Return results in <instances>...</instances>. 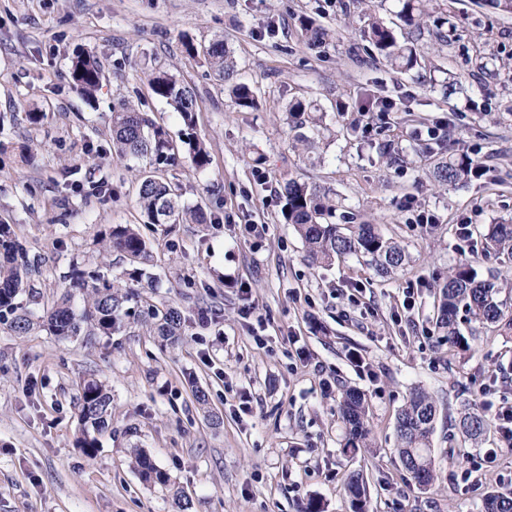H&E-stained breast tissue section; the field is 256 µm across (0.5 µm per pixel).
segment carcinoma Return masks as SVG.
Listing matches in <instances>:
<instances>
[{
  "instance_id": "carcinoma-1",
  "label": "carcinoma",
  "mask_w": 512,
  "mask_h": 512,
  "mask_svg": "<svg viewBox=\"0 0 512 512\" xmlns=\"http://www.w3.org/2000/svg\"><path fill=\"white\" fill-rule=\"evenodd\" d=\"M432 0H403L399 18L408 30L420 27L430 16ZM300 26L306 43L318 46L328 38V32L303 18ZM361 35L399 72L415 69L420 62L418 46L410 37L399 40L392 27L371 17ZM190 55H203L211 70L228 84V91L241 108H252L256 97L252 87L236 78L234 61L224 39L217 38L197 47L184 42ZM102 61L94 54L76 51L70 64V76L80 94L88 100L96 97L104 78ZM153 94L178 113L188 130L185 137L174 140L146 112L121 99L112 107V151L144 163L137 189V206L141 223L205 224L207 214L201 206L188 208L181 194L162 177L168 167L186 160L197 170L206 169L211 156L208 146L192 130L197 123L200 105L192 86L162 68L148 74ZM316 105L297 100L289 105L288 126L294 147L306 151L312 148L319 118ZM426 150L437 156L433 177L441 185H459L478 177L474 160L463 151L451 150L444 143H428ZM284 217L301 236L309 264L330 263L335 258H363L381 276H388L405 267L408 256L394 238L381 233L373 224H356L354 217L341 211L332 189L297 179L284 186ZM342 223H336V219ZM483 250L487 255L512 258V222L492 224L485 234ZM102 259L119 253L129 260V268L121 277L110 279L97 270H86L73 264L70 284L49 309L40 307L35 282L44 275V261L30 256L10 224L0 222V325L18 336L37 329L53 336L71 338L110 336L130 324H137L158 336L170 346H177L185 336L187 318L173 306L159 307L146 296L153 287L155 275L144 267L147 241L133 224H110L97 241ZM465 311L469 321L492 325L512 334V304L500 299V287L493 279H480L468 264L448 275L438 293V316L435 327L438 336L450 345L465 344L459 328L458 315ZM82 429L77 447L93 459L97 456L102 432L112 418L111 389L102 381L90 377L82 380L76 397ZM339 416L346 428L344 447L352 450L367 447L370 429L365 395L355 389L344 392L339 403ZM436 400L423 391H414L398 411L395 433L400 462L421 485L427 486L436 475L431 456V436L438 419ZM463 436L478 440L490 427L489 417L475 404L464 406L459 419ZM141 476L149 483L167 487L168 474L157 468L141 452H136ZM347 491L357 512H366L365 489L360 473L350 475ZM484 512H512V497L496 492L484 500Z\"/></svg>"
}]
</instances>
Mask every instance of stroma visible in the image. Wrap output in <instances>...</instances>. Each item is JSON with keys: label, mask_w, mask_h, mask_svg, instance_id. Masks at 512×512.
Wrapping results in <instances>:
<instances>
[{"label": "stroma", "mask_w": 512, "mask_h": 512, "mask_svg": "<svg viewBox=\"0 0 512 512\" xmlns=\"http://www.w3.org/2000/svg\"><path fill=\"white\" fill-rule=\"evenodd\" d=\"M401 0H0V219L46 259L43 302L60 295L72 262L121 275L125 258L101 261L105 225L134 224L139 167L109 153L114 99L129 101L179 136L183 126L156 99L147 74L162 67L200 99L196 134L211 163L165 173L209 225L156 227L148 270L153 300L189 320L184 342L162 346L131 325L92 343L0 327V512H354L346 491L362 472L368 512H483L486 493L512 492V449L496 430L461 443L462 398L512 400V337L460 329L466 348L442 344L434 328L439 285L461 263L496 275L512 303V258H488L482 236L512 217V14L483 0H433L442 28L418 41L420 65L391 68L362 39L366 14L397 20ZM329 29L308 46L299 21ZM223 37L238 77L258 105L239 108L203 56ZM103 62L96 101L75 89L74 50ZM392 109H368V98ZM315 101L323 123L313 153L292 145L290 101ZM41 113L38 124L27 115ZM437 136L486 170L467 184L438 185L414 150ZM391 140L397 163L377 152ZM292 177L330 187L358 221L398 240L409 264L381 278L354 258L310 266L287 224L283 185ZM107 179L110 194L96 185ZM469 227L460 239L458 225ZM248 297H241V289ZM252 303L263 325L241 316ZM214 316L199 321L197 310ZM112 387V420L95 459L74 439L83 378ZM200 386L206 405L191 388ZM365 393L370 444L345 452L338 415L343 388ZM440 408L431 438L432 486H420L396 452L395 415L413 391ZM251 392L242 412L239 395ZM496 462L481 481L464 472L486 449ZM170 477L142 481L135 450Z\"/></svg>", "instance_id": "1"}]
</instances>
